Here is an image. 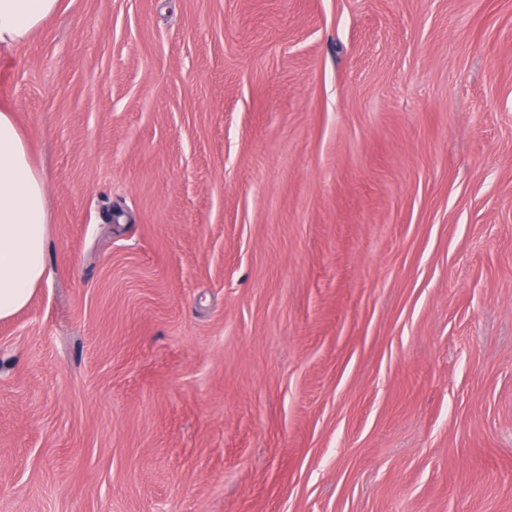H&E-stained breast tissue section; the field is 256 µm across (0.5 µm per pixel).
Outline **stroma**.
<instances>
[{
    "label": "stroma",
    "mask_w": 512,
    "mask_h": 512,
    "mask_svg": "<svg viewBox=\"0 0 512 512\" xmlns=\"http://www.w3.org/2000/svg\"><path fill=\"white\" fill-rule=\"evenodd\" d=\"M0 512H512V0H60Z\"/></svg>",
    "instance_id": "1"
}]
</instances>
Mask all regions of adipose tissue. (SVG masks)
Listing matches in <instances>:
<instances>
[{
  "label": "adipose tissue",
  "instance_id": "ef3b65f1",
  "mask_svg": "<svg viewBox=\"0 0 512 512\" xmlns=\"http://www.w3.org/2000/svg\"><path fill=\"white\" fill-rule=\"evenodd\" d=\"M59 0H0V47L26 42ZM47 177L14 115L0 108V319L24 308L45 273Z\"/></svg>",
  "mask_w": 512,
  "mask_h": 512
}]
</instances>
